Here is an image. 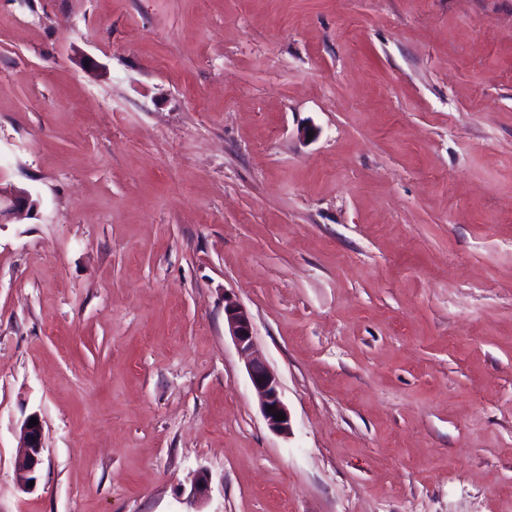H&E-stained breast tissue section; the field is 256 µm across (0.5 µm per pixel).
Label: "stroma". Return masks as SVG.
Wrapping results in <instances>:
<instances>
[{"mask_svg":"<svg viewBox=\"0 0 512 512\" xmlns=\"http://www.w3.org/2000/svg\"><path fill=\"white\" fill-rule=\"evenodd\" d=\"M0 184V512H512V0H0ZM35 207L36 204L27 190L14 186L2 187L0 184V224L28 215ZM224 325L239 351L247 359V372L260 399V410L268 427L280 435L291 431L290 414L280 394L276 374L266 361L253 351V324L245 308L231 297L224 298ZM268 406H272L268 411ZM275 413H283L285 420L276 421ZM31 418H38V424L29 427ZM22 439V452L15 459V470L24 480L25 489L29 490V482L36 484L37 472L43 463L45 451L43 427L36 414L29 415L22 423L20 429Z\"/></svg>","mask_w":512,"mask_h":512,"instance_id":"35a3bbf8","label":"stroma"}]
</instances>
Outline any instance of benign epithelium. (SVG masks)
<instances>
[{
    "label": "benign epithelium",
    "mask_w": 512,
    "mask_h": 512,
    "mask_svg": "<svg viewBox=\"0 0 512 512\" xmlns=\"http://www.w3.org/2000/svg\"><path fill=\"white\" fill-rule=\"evenodd\" d=\"M36 204L30 193L21 188L0 186V224L29 214ZM224 325L239 351L247 359V372L251 384L260 399V410L268 427L275 433L287 435L291 431L290 414L280 394L276 374L266 361L253 351V324L245 308L231 297L224 298ZM282 413L285 420H276L275 414ZM30 419L21 425L22 452L15 459V470L24 480V487L37 480V472L43 463L45 451L43 427L29 426ZM210 484L209 475L198 472L191 483L190 495L194 499L205 496Z\"/></svg>",
    "instance_id": "1"
}]
</instances>
